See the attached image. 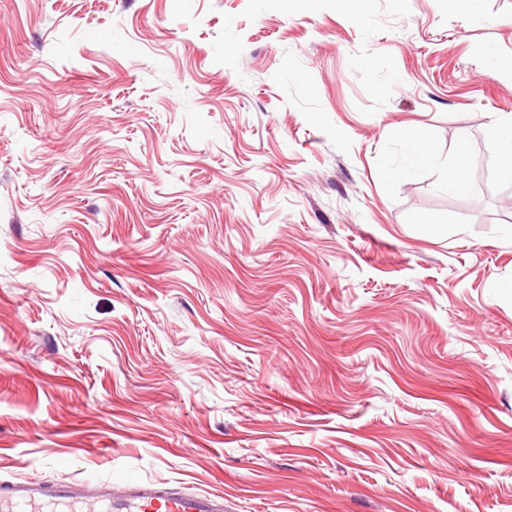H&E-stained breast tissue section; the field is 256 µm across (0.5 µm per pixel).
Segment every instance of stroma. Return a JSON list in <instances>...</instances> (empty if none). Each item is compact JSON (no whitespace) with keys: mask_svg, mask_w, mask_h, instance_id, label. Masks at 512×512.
Masks as SVG:
<instances>
[{"mask_svg":"<svg viewBox=\"0 0 512 512\" xmlns=\"http://www.w3.org/2000/svg\"><path fill=\"white\" fill-rule=\"evenodd\" d=\"M509 113L512 0H0V481L512 512ZM492 133L501 162L499 174L503 179L512 181V114L498 117L492 126Z\"/></svg>","mask_w":512,"mask_h":512,"instance_id":"1","label":"stroma"}]
</instances>
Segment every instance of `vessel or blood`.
Returning a JSON list of instances; mask_svg holds the SVG:
<instances>
[{
	"label": "vessel or blood",
	"mask_w": 512,
	"mask_h": 512,
	"mask_svg": "<svg viewBox=\"0 0 512 512\" xmlns=\"http://www.w3.org/2000/svg\"><path fill=\"white\" fill-rule=\"evenodd\" d=\"M0 512H224V498L151 487L108 472L82 483L53 478L0 483Z\"/></svg>",
	"instance_id": "vessel-or-blood-1"
}]
</instances>
